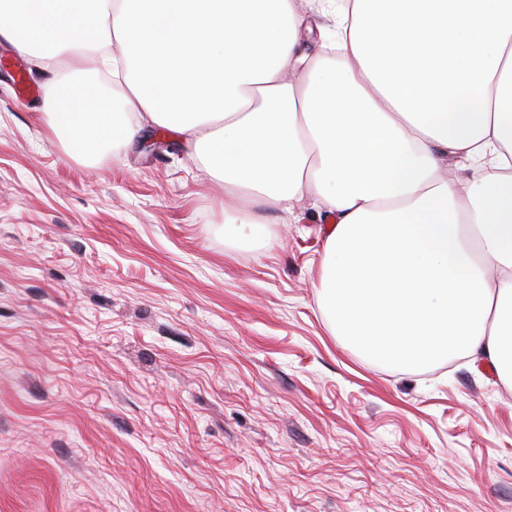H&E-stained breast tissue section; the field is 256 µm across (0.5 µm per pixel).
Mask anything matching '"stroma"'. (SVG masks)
<instances>
[{"mask_svg": "<svg viewBox=\"0 0 512 512\" xmlns=\"http://www.w3.org/2000/svg\"><path fill=\"white\" fill-rule=\"evenodd\" d=\"M49 78L0 43V512H512V389L345 344L314 199L242 240L174 131L68 157Z\"/></svg>", "mask_w": 512, "mask_h": 512, "instance_id": "35a3bbf8", "label": "stroma"}]
</instances>
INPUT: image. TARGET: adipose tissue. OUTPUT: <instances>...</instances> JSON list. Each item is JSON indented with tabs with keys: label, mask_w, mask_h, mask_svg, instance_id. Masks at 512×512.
<instances>
[{
	"label": "adipose tissue",
	"mask_w": 512,
	"mask_h": 512,
	"mask_svg": "<svg viewBox=\"0 0 512 512\" xmlns=\"http://www.w3.org/2000/svg\"><path fill=\"white\" fill-rule=\"evenodd\" d=\"M337 54L309 53L297 0H0V41L45 54L47 122L68 156L149 126L180 134L224 185L329 217L320 298L379 362L453 356L512 388V0H319ZM112 71L120 100L83 81ZM492 157L461 174L449 156Z\"/></svg>",
	"instance_id": "adipose-tissue-1"
}]
</instances>
